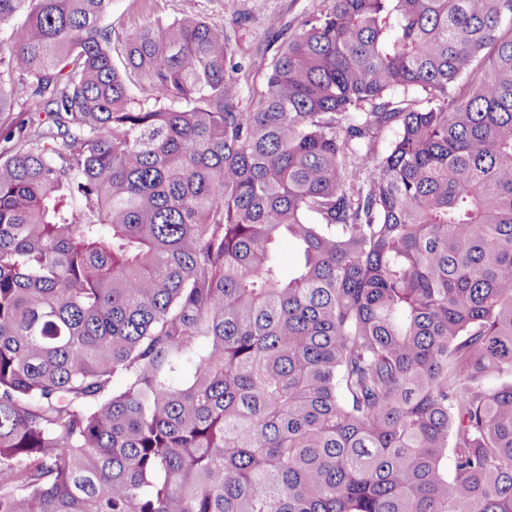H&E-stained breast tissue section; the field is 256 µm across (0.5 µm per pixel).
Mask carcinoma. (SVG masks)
I'll return each instance as SVG.
<instances>
[{
  "instance_id": "1",
  "label": "carcinoma",
  "mask_w": 512,
  "mask_h": 512,
  "mask_svg": "<svg viewBox=\"0 0 512 512\" xmlns=\"http://www.w3.org/2000/svg\"><path fill=\"white\" fill-rule=\"evenodd\" d=\"M111 6L0 0V512H512V0H330L246 112Z\"/></svg>"
}]
</instances>
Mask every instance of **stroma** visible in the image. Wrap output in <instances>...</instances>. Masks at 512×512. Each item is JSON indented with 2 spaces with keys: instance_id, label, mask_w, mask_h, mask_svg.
I'll return each mask as SVG.
<instances>
[{
  "instance_id": "1",
  "label": "stroma",
  "mask_w": 512,
  "mask_h": 512,
  "mask_svg": "<svg viewBox=\"0 0 512 512\" xmlns=\"http://www.w3.org/2000/svg\"><path fill=\"white\" fill-rule=\"evenodd\" d=\"M329 5L330 0H147L142 7L137 0H112V9L101 25L110 31L112 50L118 56L134 28L173 20L185 9L224 24L230 52L248 71L242 80L241 106L246 109L276 52L275 35H292L306 15Z\"/></svg>"
}]
</instances>
